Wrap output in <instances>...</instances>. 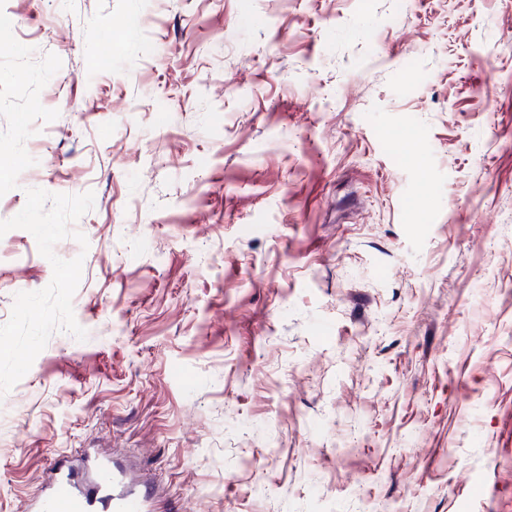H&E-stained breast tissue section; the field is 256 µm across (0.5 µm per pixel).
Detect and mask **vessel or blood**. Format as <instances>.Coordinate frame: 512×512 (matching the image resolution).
<instances>
[{"label":"vessel or blood","instance_id":"1","mask_svg":"<svg viewBox=\"0 0 512 512\" xmlns=\"http://www.w3.org/2000/svg\"><path fill=\"white\" fill-rule=\"evenodd\" d=\"M148 488L129 483L111 458L86 454L80 467L58 468L34 512H152Z\"/></svg>","mask_w":512,"mask_h":512}]
</instances>
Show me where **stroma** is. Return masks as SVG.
<instances>
[{"mask_svg": "<svg viewBox=\"0 0 512 512\" xmlns=\"http://www.w3.org/2000/svg\"><path fill=\"white\" fill-rule=\"evenodd\" d=\"M2 14L0 512H512V0ZM154 508L147 487L126 480L111 458L88 453L82 465L59 467L34 512H151Z\"/></svg>", "mask_w": 512, "mask_h": 512, "instance_id": "1", "label": "stroma"}]
</instances>
